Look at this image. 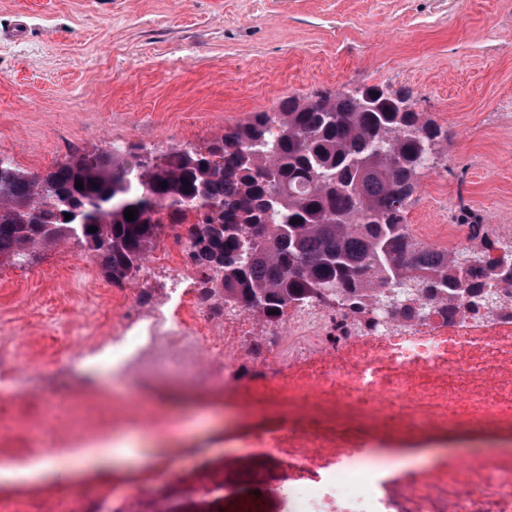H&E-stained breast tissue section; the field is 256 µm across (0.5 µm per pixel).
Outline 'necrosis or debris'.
<instances>
[{
	"instance_id": "necrosis-or-debris-1",
	"label": "necrosis or debris",
	"mask_w": 512,
	"mask_h": 512,
	"mask_svg": "<svg viewBox=\"0 0 512 512\" xmlns=\"http://www.w3.org/2000/svg\"><path fill=\"white\" fill-rule=\"evenodd\" d=\"M167 276L161 298L147 282ZM135 294L88 288L91 309L71 323L66 352L113 376L149 386L159 376L239 393L237 411L258 392L304 407L330 401L369 418H392L424 442L456 437L444 462L386 475L372 457L319 432L272 430L257 448L298 449L307 481L283 489L289 512H512V319L434 315L378 331L355 328L332 306L287 309L271 334L242 310L203 300L194 268L155 256L132 273ZM108 304L111 319L98 307ZM43 370L0 348V394L33 401L24 416H0V445L21 443L31 460H51L81 442L94 406L45 396Z\"/></svg>"
}]
</instances>
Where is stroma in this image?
Wrapping results in <instances>:
<instances>
[{
    "mask_svg": "<svg viewBox=\"0 0 512 512\" xmlns=\"http://www.w3.org/2000/svg\"><path fill=\"white\" fill-rule=\"evenodd\" d=\"M345 86L410 92L412 110L448 132L407 208L411 228L457 223L464 204L512 234V0H0V157L31 173L78 149L200 148L283 98ZM103 282L70 241L0 264V345L15 326L63 335L82 289ZM151 409L180 431L174 448L81 472L70 512H103L135 486L138 512H288L295 451L248 447L253 433L277 423L353 445L376 430L412 439L329 408L294 418L264 403L243 423L223 392L180 382Z\"/></svg>",
    "mask_w": 512,
    "mask_h": 512,
    "instance_id": "stroma-1",
    "label": "stroma"
}]
</instances>
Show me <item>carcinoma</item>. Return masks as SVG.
<instances>
[{"label": "carcinoma", "instance_id": "obj_1", "mask_svg": "<svg viewBox=\"0 0 512 512\" xmlns=\"http://www.w3.org/2000/svg\"><path fill=\"white\" fill-rule=\"evenodd\" d=\"M409 101L375 86L288 97L203 151L78 150L43 174L0 158V262L24 263L33 250L76 237L121 288L193 212L185 255L203 295L267 323L321 303L371 330L363 317L373 303L408 284L409 299L420 296L430 314H478L489 293L512 297V242L492 238L466 208L460 224L473 245L450 254L413 235L405 214L426 166L419 144L435 148L448 132ZM128 208L137 210L133 221ZM469 250L480 251L479 265L461 263Z\"/></svg>", "mask_w": 512, "mask_h": 512}]
</instances>
